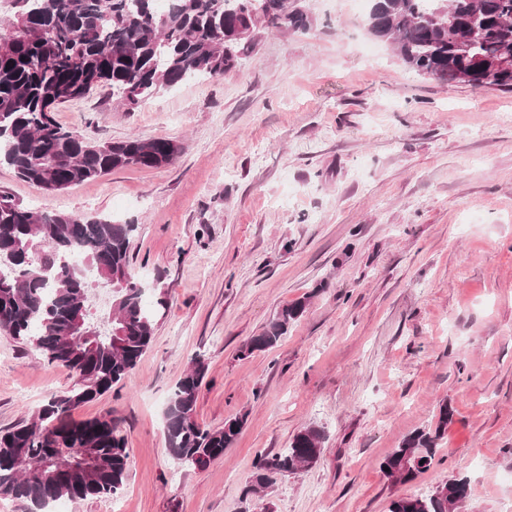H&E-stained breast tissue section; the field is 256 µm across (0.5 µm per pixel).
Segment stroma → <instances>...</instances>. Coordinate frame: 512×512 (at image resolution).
<instances>
[{
  "label": "stroma",
  "mask_w": 512,
  "mask_h": 512,
  "mask_svg": "<svg viewBox=\"0 0 512 512\" xmlns=\"http://www.w3.org/2000/svg\"><path fill=\"white\" fill-rule=\"evenodd\" d=\"M304 33L261 32L224 77H198L132 111L108 89L56 120L93 142L166 137L157 169L112 171L48 193L0 164V192L39 212L138 229L133 269L167 306L129 379L73 410L111 412L130 454L117 498L66 512H388L393 498L469 479L460 512L512 499V91L443 85L366 34L367 5L307 0ZM303 316L271 350L241 349L283 306ZM197 418L246 423L197 470L165 448L163 410L193 359ZM73 384L0 333V430ZM451 417L433 466L407 484L379 462ZM324 429L311 468L262 504L242 490L257 452Z\"/></svg>",
  "instance_id": "35a3bbf8"
}]
</instances>
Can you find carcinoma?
<instances>
[{"instance_id": "cac0c4a2", "label": "carcinoma", "mask_w": 512, "mask_h": 512, "mask_svg": "<svg viewBox=\"0 0 512 512\" xmlns=\"http://www.w3.org/2000/svg\"><path fill=\"white\" fill-rule=\"evenodd\" d=\"M0 30V159L19 178L60 191L113 170L159 168L180 153L169 138L128 137L94 143L60 125L59 105L99 86L132 110L161 90L197 77L234 70L255 46L256 33L303 32L311 26L297 0H9ZM368 34L388 44L407 68L441 84L512 89V0H372ZM135 224L74 213L34 211L0 192V332L34 345L50 364L67 368L74 383L51 397L27 423L0 431V496L24 500L31 512L61 498L115 497L129 475L127 442L112 412L85 420L72 411L127 380L150 348L157 312L131 272ZM112 287L107 316L89 317L95 284ZM307 300L282 307L249 338L245 355L275 347L306 311ZM204 360L175 385L163 412L165 447L178 464L206 467L240 435L245 416L211 429L197 420ZM448 426L439 408L434 431L404 437L379 469L394 483L415 480L434 463ZM324 430L308 426L281 453L256 455L243 499L270 489L276 476L318 460ZM67 449L63 480L29 477L58 449ZM469 481L453 477L428 495L391 500L388 512H457Z\"/></svg>"}]
</instances>
